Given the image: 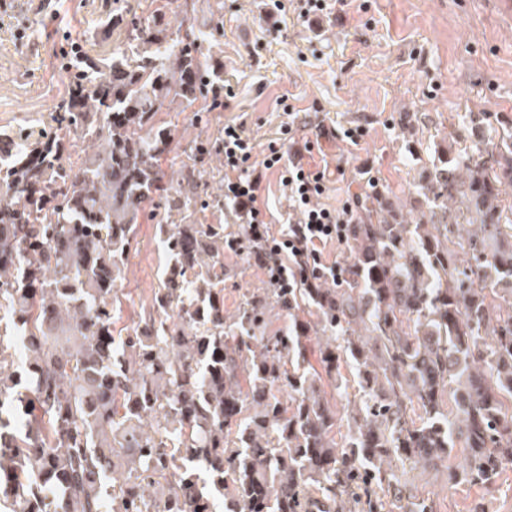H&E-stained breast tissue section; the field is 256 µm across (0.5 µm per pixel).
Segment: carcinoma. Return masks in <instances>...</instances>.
Masks as SVG:
<instances>
[{
	"label": "carcinoma",
	"mask_w": 512,
	"mask_h": 512,
	"mask_svg": "<svg viewBox=\"0 0 512 512\" xmlns=\"http://www.w3.org/2000/svg\"><path fill=\"white\" fill-rule=\"evenodd\" d=\"M197 2L145 0L103 63L71 54L53 131L0 147V512H434L407 470L463 462L448 481L491 486L512 464V135L448 156L427 187L429 225L375 199L347 225L342 277L265 288L224 314L220 224L159 225L168 256L147 315L116 330L119 280L150 204L170 191L161 112L224 101L219 26ZM455 209H450V206ZM466 218L448 237V211ZM288 329L267 333L271 305ZM317 346L320 369L306 365ZM356 370L345 442L319 373Z\"/></svg>",
	"instance_id": "carcinoma-1"
}]
</instances>
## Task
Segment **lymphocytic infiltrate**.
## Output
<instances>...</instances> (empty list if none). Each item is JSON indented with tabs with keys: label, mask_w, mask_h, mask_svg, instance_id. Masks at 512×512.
<instances>
[{
	"label": "lymphocytic infiltrate",
	"mask_w": 512,
	"mask_h": 512,
	"mask_svg": "<svg viewBox=\"0 0 512 512\" xmlns=\"http://www.w3.org/2000/svg\"><path fill=\"white\" fill-rule=\"evenodd\" d=\"M282 160L281 149L274 144L263 156H256L253 143L242 129L225 125L224 198L232 203L241 223L247 224L251 239L259 245L254 263L266 271L274 285L297 288L305 283L311 270L321 269L320 246L344 238L346 226L357 223L361 205L347 203L338 210L312 206V199L326 190L323 172L296 164L284 167L282 183L301 217L290 225L287 235L272 236L258 200L263 171L283 167Z\"/></svg>",
	"instance_id": "f902f5d3"
}]
</instances>
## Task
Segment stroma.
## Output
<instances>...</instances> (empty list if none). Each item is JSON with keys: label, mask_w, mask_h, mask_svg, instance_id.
<instances>
[{"label": "stroma", "mask_w": 512, "mask_h": 512, "mask_svg": "<svg viewBox=\"0 0 512 512\" xmlns=\"http://www.w3.org/2000/svg\"><path fill=\"white\" fill-rule=\"evenodd\" d=\"M112 0H7L0 11V134L38 137L54 125L67 78L61 52L90 44ZM224 35L212 50L231 90L222 109L196 117L165 112L175 140L164 159L174 179L193 180L198 198L162 203L139 225L122 274V322L149 310L165 254L163 224H220L238 231L224 203V159L194 158L191 146L223 139L242 125L263 155L280 144L289 159L325 174L319 206L341 208L379 191L408 213L428 210L422 187L442 158H465L512 130V0H327L323 16L303 19L298 0H223ZM300 112L290 120L286 107ZM365 131L359 142L346 129ZM262 209L274 236L300 211L282 173L264 171ZM263 269L236 251L224 253V311L268 287ZM436 512H512V465L492 488L449 482L445 470L416 479Z\"/></svg>", "instance_id": "1"}]
</instances>
